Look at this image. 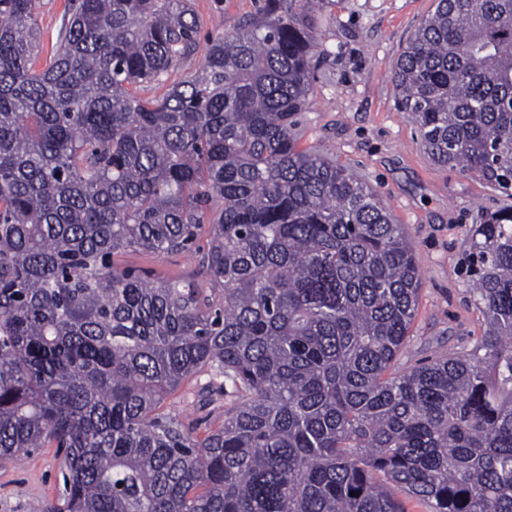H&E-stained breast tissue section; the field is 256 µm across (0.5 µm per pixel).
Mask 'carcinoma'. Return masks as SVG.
Instances as JSON below:
<instances>
[{
  "label": "carcinoma",
  "mask_w": 512,
  "mask_h": 512,
  "mask_svg": "<svg viewBox=\"0 0 512 512\" xmlns=\"http://www.w3.org/2000/svg\"><path fill=\"white\" fill-rule=\"evenodd\" d=\"M330 2L265 0L170 83L189 0H70L41 68L39 0H0V457L61 450L63 512H512V206L467 258L483 336L397 369L415 248L297 145ZM393 80L436 163L512 192V0H435ZM203 224L207 293L117 261ZM200 373L232 397L202 437L161 411Z\"/></svg>",
  "instance_id": "obj_1"
}]
</instances>
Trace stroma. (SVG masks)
<instances>
[{"mask_svg": "<svg viewBox=\"0 0 512 512\" xmlns=\"http://www.w3.org/2000/svg\"><path fill=\"white\" fill-rule=\"evenodd\" d=\"M259 0H191L198 44L225 26L255 14ZM433 9V0H340L323 13L321 55L314 94L297 127L301 147L323 153L367 182L416 246L423 287L410 340L398 362L413 367L434 352L473 343L483 321L470 301L462 267L470 232L481 213L512 206V196L435 163L420 145L415 125L397 104L393 70L407 41ZM199 230L193 250L157 256L127 253L121 265L161 281L176 275L206 284L199 259L207 248ZM209 381L199 375L170 395L166 410L205 430L224 420V395L200 397ZM62 454L41 448L22 460L0 458V512H61L65 487Z\"/></svg>", "mask_w": 512, "mask_h": 512, "instance_id": "1", "label": "stroma"}]
</instances>
